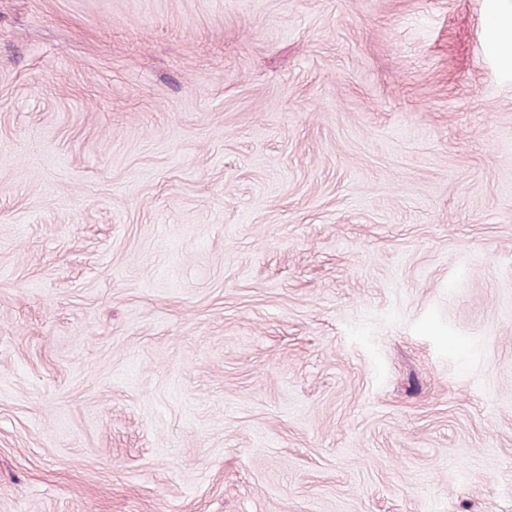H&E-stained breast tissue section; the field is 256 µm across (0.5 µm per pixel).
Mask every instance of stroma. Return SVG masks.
Here are the masks:
<instances>
[{"label":"stroma","mask_w":512,"mask_h":512,"mask_svg":"<svg viewBox=\"0 0 512 512\" xmlns=\"http://www.w3.org/2000/svg\"><path fill=\"white\" fill-rule=\"evenodd\" d=\"M487 7L0 0V512H512Z\"/></svg>","instance_id":"35a3bbf8"}]
</instances>
